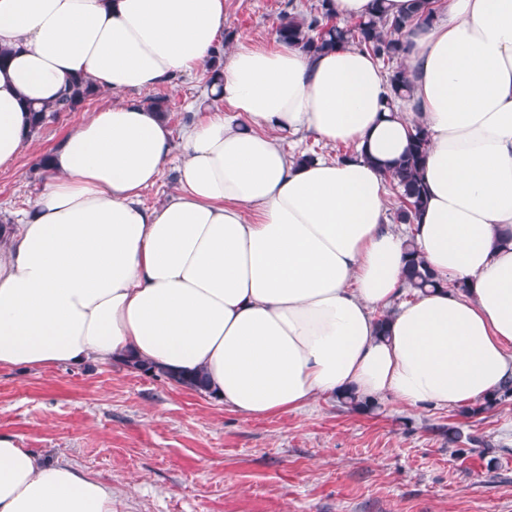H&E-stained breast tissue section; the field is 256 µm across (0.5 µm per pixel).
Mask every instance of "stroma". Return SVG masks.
<instances>
[{"label": "stroma", "mask_w": 512, "mask_h": 512, "mask_svg": "<svg viewBox=\"0 0 512 512\" xmlns=\"http://www.w3.org/2000/svg\"><path fill=\"white\" fill-rule=\"evenodd\" d=\"M315 0H224L225 48L270 40L282 12ZM209 74L127 93L162 97L173 139L217 108ZM113 101L107 92L57 113L0 169V221L38 197L37 167L66 134ZM475 441L453 453L441 430ZM0 434L112 487V512H512V399L472 419L406 409L370 414L332 397L249 418L168 379L120 364L0 369Z\"/></svg>", "instance_id": "obj_1"}]
</instances>
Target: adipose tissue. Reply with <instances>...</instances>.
I'll return each instance as SVG.
<instances>
[{"instance_id":"obj_1","label":"adipose tissue","mask_w":512,"mask_h":512,"mask_svg":"<svg viewBox=\"0 0 512 512\" xmlns=\"http://www.w3.org/2000/svg\"><path fill=\"white\" fill-rule=\"evenodd\" d=\"M384 7L417 18L404 104L353 45L241 42L213 86L222 109L177 142L123 96L202 68L224 0H0V168L29 137L28 104L77 76L116 97L0 226V368L132 355L202 374L247 417L351 391L459 409L512 379V0H448L428 25L415 0ZM418 126L427 201L406 235L384 171ZM301 132L354 152L298 160L282 142ZM176 153V192L144 205ZM410 237L445 285L407 300ZM0 512H112V488L0 434Z\"/></svg>"}]
</instances>
